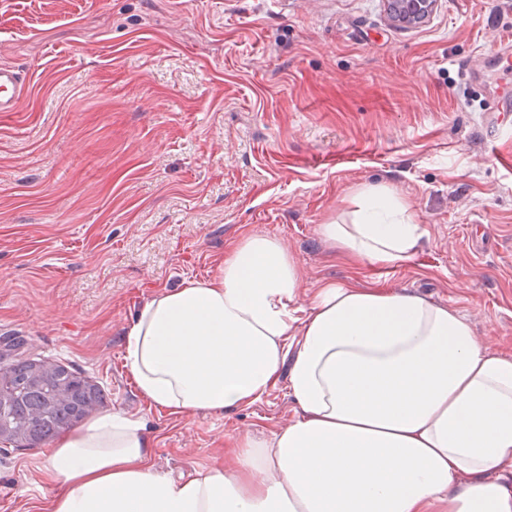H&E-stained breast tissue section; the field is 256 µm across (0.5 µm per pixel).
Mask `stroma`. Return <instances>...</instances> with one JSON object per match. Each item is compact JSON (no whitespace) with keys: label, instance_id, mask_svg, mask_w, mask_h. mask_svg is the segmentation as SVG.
<instances>
[{"label":"stroma","instance_id":"1","mask_svg":"<svg viewBox=\"0 0 512 512\" xmlns=\"http://www.w3.org/2000/svg\"><path fill=\"white\" fill-rule=\"evenodd\" d=\"M508 39L512 0H438L407 27L384 0H0V64L29 81L0 112V354L17 339L103 386L174 478L295 412L283 374L250 407L175 416L123 366L138 309L248 234L280 239L308 289L405 288L511 355L512 137L485 145L465 71ZM380 183L423 230L395 270L319 233ZM50 452L0 440V512H43Z\"/></svg>","mask_w":512,"mask_h":512}]
</instances>
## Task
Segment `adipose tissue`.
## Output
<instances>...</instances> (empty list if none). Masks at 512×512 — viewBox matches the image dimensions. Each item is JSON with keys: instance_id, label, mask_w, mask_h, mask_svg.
<instances>
[{"instance_id": "obj_1", "label": "adipose tissue", "mask_w": 512, "mask_h": 512, "mask_svg": "<svg viewBox=\"0 0 512 512\" xmlns=\"http://www.w3.org/2000/svg\"><path fill=\"white\" fill-rule=\"evenodd\" d=\"M319 232L358 265L411 262L421 236L385 184ZM252 233L216 272L154 294L125 331L150 405L183 416L242 409L280 373L296 412L269 437L237 431L223 463L153 469L143 419L115 412L62 438L45 512H512V356L448 306L401 289L325 281Z\"/></svg>"}]
</instances>
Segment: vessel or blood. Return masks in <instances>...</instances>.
I'll use <instances>...</instances> for the list:
<instances>
[{"instance_id":"obj_1","label":"vessel or blood","mask_w":512,"mask_h":512,"mask_svg":"<svg viewBox=\"0 0 512 512\" xmlns=\"http://www.w3.org/2000/svg\"><path fill=\"white\" fill-rule=\"evenodd\" d=\"M512 69V46L482 53L476 63L467 70L470 76L483 88L490 99V106L482 118V128L487 142L493 143L507 131L502 122L504 113L512 112V93L502 92L492 82L493 74ZM25 92V76L18 68L0 65V112H16L22 106Z\"/></svg>"}]
</instances>
